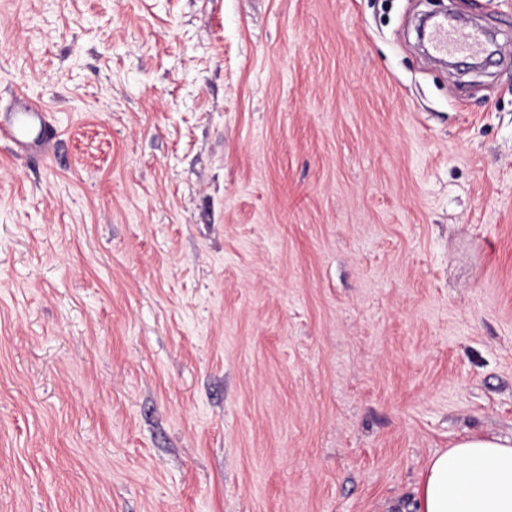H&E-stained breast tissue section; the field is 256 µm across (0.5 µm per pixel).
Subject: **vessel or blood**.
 Listing matches in <instances>:
<instances>
[{"mask_svg":"<svg viewBox=\"0 0 512 512\" xmlns=\"http://www.w3.org/2000/svg\"><path fill=\"white\" fill-rule=\"evenodd\" d=\"M485 41L482 28L456 25L440 17L426 30L428 48L438 57L480 56ZM56 137L57 129L43 106L25 93H15L10 106L0 112V139L9 142L17 154L32 158L48 156Z\"/></svg>","mask_w":512,"mask_h":512,"instance_id":"1","label":"vessel or blood"}]
</instances>
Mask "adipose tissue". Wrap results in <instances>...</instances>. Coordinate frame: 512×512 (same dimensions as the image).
<instances>
[{"instance_id": "ef3b65f1", "label": "adipose tissue", "mask_w": 512, "mask_h": 512, "mask_svg": "<svg viewBox=\"0 0 512 512\" xmlns=\"http://www.w3.org/2000/svg\"><path fill=\"white\" fill-rule=\"evenodd\" d=\"M415 494L418 512H512V439H460L430 460Z\"/></svg>"}]
</instances>
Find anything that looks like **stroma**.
<instances>
[{
  "instance_id": "1",
  "label": "stroma",
  "mask_w": 512,
  "mask_h": 512,
  "mask_svg": "<svg viewBox=\"0 0 512 512\" xmlns=\"http://www.w3.org/2000/svg\"><path fill=\"white\" fill-rule=\"evenodd\" d=\"M20 90L0 512H416L512 437V0H0ZM486 36L478 26L454 25L443 17L435 18L426 30L429 50L437 57L466 55L478 57L485 51ZM0 112V139L9 142L15 153L30 158L49 155L58 132L42 105L16 92L10 106Z\"/></svg>"
}]
</instances>
